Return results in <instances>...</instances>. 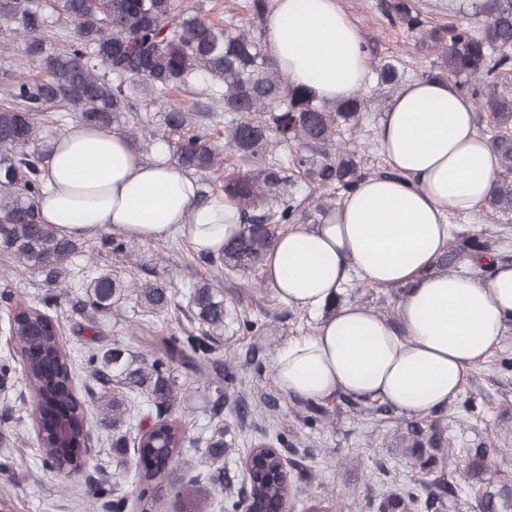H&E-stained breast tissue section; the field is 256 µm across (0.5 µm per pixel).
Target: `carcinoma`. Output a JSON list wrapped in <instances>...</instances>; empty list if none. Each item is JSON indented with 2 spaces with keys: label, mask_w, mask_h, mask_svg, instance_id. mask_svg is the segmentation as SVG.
<instances>
[{
  "label": "carcinoma",
  "mask_w": 512,
  "mask_h": 512,
  "mask_svg": "<svg viewBox=\"0 0 512 512\" xmlns=\"http://www.w3.org/2000/svg\"><path fill=\"white\" fill-rule=\"evenodd\" d=\"M379 9L407 33L428 34L427 47L441 50L444 69L427 77L438 75L468 86L474 102L488 112L480 133L502 160V177L486 206L488 218L512 211V99L492 92L499 73L512 70V0L473 2L474 14L487 23L482 35L454 24L427 27L416 0H379ZM55 10L71 18L75 29L66 46L51 51L42 10L32 0H0V20L17 23L15 34L23 37L26 56L46 72L43 80L17 81L10 102L0 106V254L44 275L47 287L60 286L67 264L83 249V243L59 237L41 224L34 202L44 190L50 154L39 137L41 118L56 103L81 113L86 123L115 125L120 133L145 143L147 137L137 133L138 126L119 125L120 114L130 111L126 90L140 87L162 94L204 83L203 94L224 106L225 147L233 163L232 171L224 174L222 190L240 213L243 228L219 257L202 253L200 259L230 271L246 273L263 266L279 237L273 225L304 224L311 218L290 194L296 182L333 191L314 209L323 217L336 207V199L372 175L357 150L341 145L344 133L358 126L360 114L370 111L371 99L358 94L331 104L317 101L308 90L287 82L261 39L197 14L170 23L173 0H55ZM374 65L382 85L392 84L399 75L389 59ZM100 66L116 74V82L97 75ZM165 122L177 135L174 156L179 167L201 171L217 163L213 143L195 131L187 113L171 108ZM270 143L289 149V155L267 152ZM463 253L498 260L489 241L462 236L440 257L437 269L451 272ZM83 288L76 310L88 317L108 311L126 290L109 271L91 277ZM141 296L159 311L171 305L165 288L147 285ZM51 302L45 297L18 310L6 318L5 327L16 340L26 385L43 398V455L81 476L89 464L84 444L90 416L84 396L75 391L78 373L86 368L105 385L109 378L104 368L120 369L126 373L129 398H144L158 411L169 409L176 401L171 364L202 371L203 355L211 353L205 339L224 327V301L211 283L197 285L190 303L200 335L162 339L163 354L144 371L129 370L121 349L99 343L94 322L79 330L94 331L98 344L75 358L59 337ZM107 405L101 420L121 430L124 402L114 397ZM183 444V433L172 422L133 438V477L140 493L150 489L159 500L169 475L167 462L180 455ZM199 481L192 479L176 491L181 512H207L211 490ZM258 491L266 498L285 495L282 483L273 478L261 482Z\"/></svg>",
  "instance_id": "carcinoma-1"
}]
</instances>
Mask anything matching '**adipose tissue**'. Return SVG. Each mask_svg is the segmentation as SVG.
Masks as SVG:
<instances>
[{
	"label": "adipose tissue",
	"instance_id": "ef3b65f1",
	"mask_svg": "<svg viewBox=\"0 0 512 512\" xmlns=\"http://www.w3.org/2000/svg\"><path fill=\"white\" fill-rule=\"evenodd\" d=\"M266 40L289 84L320 101L355 95L368 81L367 49L338 0H275ZM378 141L394 177H368L323 222L282 234L263 268L292 307L336 306L311 335L278 351L287 394L322 401L338 394L378 399L408 415L447 405L512 324V265L475 274L433 267L449 219L478 216L500 158L476 131L471 101L448 79L407 82L389 102ZM195 176L156 144L143 159L118 131L72 125L46 162L41 220L80 239L109 228L141 240L179 233L196 250L221 254L241 226L231 202L199 205ZM401 287L395 321L358 303L337 305L346 285Z\"/></svg>",
	"mask_w": 512,
	"mask_h": 512
}]
</instances>
